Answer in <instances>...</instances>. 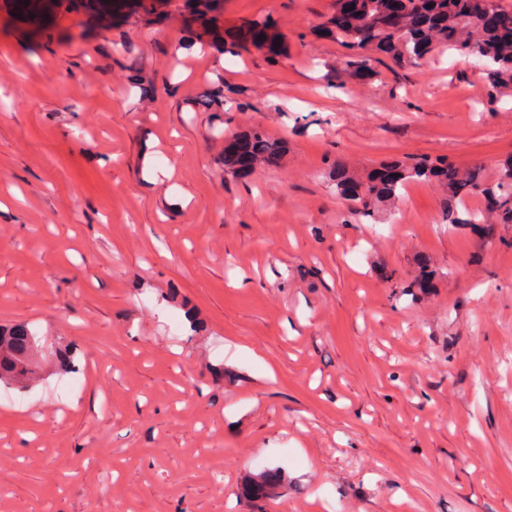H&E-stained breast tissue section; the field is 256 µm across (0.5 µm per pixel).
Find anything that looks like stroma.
Here are the masks:
<instances>
[{"mask_svg": "<svg viewBox=\"0 0 512 512\" xmlns=\"http://www.w3.org/2000/svg\"><path fill=\"white\" fill-rule=\"evenodd\" d=\"M40 6L0 0V325L83 373L0 390V512H512V224L443 223L420 182L364 217L331 181L494 178L512 99L448 53L327 88L335 0H221L219 28L277 21L273 64L186 0ZM254 127L285 151L242 177L224 140ZM280 486L277 471H264L249 478L244 486L245 494L254 499H265L272 496Z\"/></svg>", "mask_w": 512, "mask_h": 512, "instance_id": "obj_1", "label": "stroma"}]
</instances>
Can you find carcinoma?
Wrapping results in <instances>:
<instances>
[{"instance_id": "1", "label": "carcinoma", "mask_w": 512, "mask_h": 512, "mask_svg": "<svg viewBox=\"0 0 512 512\" xmlns=\"http://www.w3.org/2000/svg\"><path fill=\"white\" fill-rule=\"evenodd\" d=\"M321 30L342 49L336 71L351 77L375 75L370 51L384 53L403 66L446 49L477 61L485 76L481 95L490 99L512 95V5L502 0H336V13L322 23ZM223 44L229 53L246 44L265 48L272 64L283 52L281 33L271 19L237 28ZM231 141L234 148H224V165L235 173H249L258 162L277 159L281 151L259 129ZM432 179L443 182L448 190L446 222L478 229L489 213L512 223V159L500 165L492 186L484 184L478 171L460 172L424 160L384 166L362 180L339 171L336 192L355 211L368 216L377 203L398 198L407 184ZM472 194L482 197V211L459 210L458 205ZM42 348V337L27 325L0 326V383L35 378ZM279 486V473L264 471L251 476L244 491L251 498L265 499Z\"/></svg>"}]
</instances>
